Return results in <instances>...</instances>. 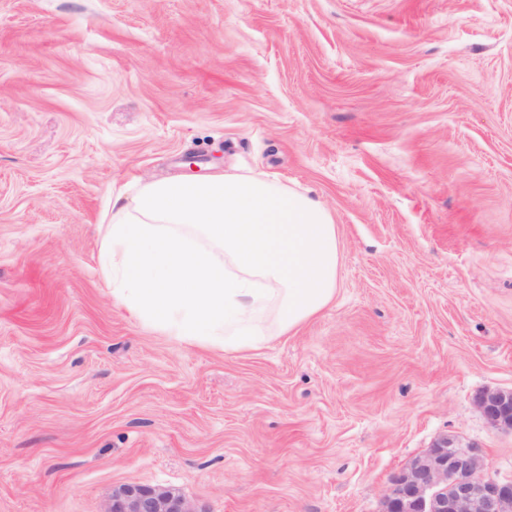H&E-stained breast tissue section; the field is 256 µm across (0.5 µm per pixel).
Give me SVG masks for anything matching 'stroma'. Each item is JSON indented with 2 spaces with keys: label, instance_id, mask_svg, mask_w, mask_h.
<instances>
[{
  "label": "stroma",
  "instance_id": "obj_1",
  "mask_svg": "<svg viewBox=\"0 0 512 512\" xmlns=\"http://www.w3.org/2000/svg\"><path fill=\"white\" fill-rule=\"evenodd\" d=\"M263 173L336 295L226 352L116 306L110 190ZM512 0H0V512H379L439 435L512 478ZM475 405L494 429L512 434V388H488L480 392ZM109 512H199L172 489L139 484L120 487L112 494Z\"/></svg>",
  "mask_w": 512,
  "mask_h": 512
}]
</instances>
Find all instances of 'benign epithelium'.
<instances>
[{"mask_svg":"<svg viewBox=\"0 0 512 512\" xmlns=\"http://www.w3.org/2000/svg\"><path fill=\"white\" fill-rule=\"evenodd\" d=\"M475 405L494 429L512 433V388H488ZM109 512H198L172 489L139 484L112 494ZM379 512H512V479L488 474L481 447L442 434L393 476Z\"/></svg>","mask_w":512,"mask_h":512,"instance_id":"7a95c632","label":"benign epithelium"}]
</instances>
